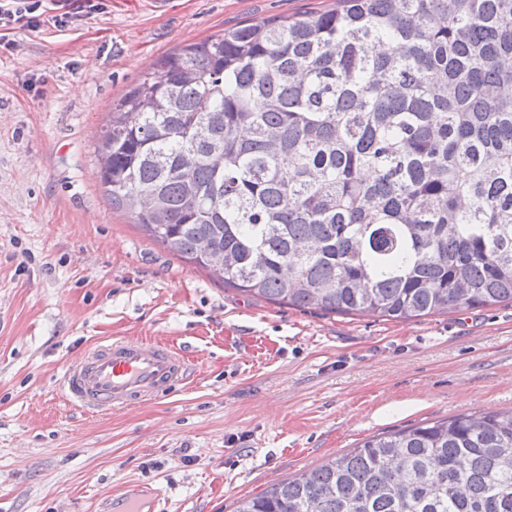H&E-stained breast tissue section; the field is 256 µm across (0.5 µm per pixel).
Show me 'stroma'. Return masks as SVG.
Wrapping results in <instances>:
<instances>
[{"label": "stroma", "instance_id": "1", "mask_svg": "<svg viewBox=\"0 0 512 512\" xmlns=\"http://www.w3.org/2000/svg\"><path fill=\"white\" fill-rule=\"evenodd\" d=\"M333 0H42L0 23V512H98L131 483L154 512L238 503L366 438L512 409V303L411 320L247 297L113 209L96 146L158 62L224 29ZM187 354L165 397L109 415L58 378L97 342Z\"/></svg>", "mask_w": 512, "mask_h": 512}]
</instances>
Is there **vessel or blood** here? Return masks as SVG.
Segmentation results:
<instances>
[{"instance_id": "1", "label": "vessel or blood", "mask_w": 512, "mask_h": 512, "mask_svg": "<svg viewBox=\"0 0 512 512\" xmlns=\"http://www.w3.org/2000/svg\"><path fill=\"white\" fill-rule=\"evenodd\" d=\"M185 372V358L177 349L115 338L66 366L59 391L68 404L109 413L170 393Z\"/></svg>"}]
</instances>
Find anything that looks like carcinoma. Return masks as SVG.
I'll return each instance as SVG.
<instances>
[{
    "instance_id": "cac0c4a2",
    "label": "carcinoma",
    "mask_w": 512,
    "mask_h": 512,
    "mask_svg": "<svg viewBox=\"0 0 512 512\" xmlns=\"http://www.w3.org/2000/svg\"><path fill=\"white\" fill-rule=\"evenodd\" d=\"M507 86L512 0H336L162 59L112 107L102 179L153 239L276 304L512 303ZM236 512H512V411L373 435Z\"/></svg>"
}]
</instances>
